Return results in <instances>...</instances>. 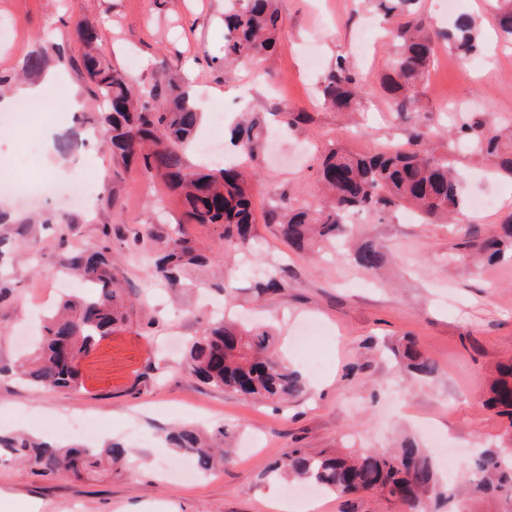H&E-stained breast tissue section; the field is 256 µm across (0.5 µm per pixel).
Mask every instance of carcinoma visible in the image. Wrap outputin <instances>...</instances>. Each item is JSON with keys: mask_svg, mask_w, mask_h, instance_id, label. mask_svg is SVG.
<instances>
[{"mask_svg": "<svg viewBox=\"0 0 512 512\" xmlns=\"http://www.w3.org/2000/svg\"><path fill=\"white\" fill-rule=\"evenodd\" d=\"M283 21L277 0H229L224 14V67L273 53ZM77 39L87 51L75 57L58 50L62 67L83 69L96 99L105 100L102 132L112 153L132 163L145 174L160 178L179 192L183 220L167 233L155 234L151 224L126 239L127 250L138 255L151 242H162L156 250L152 276L173 293H181L203 282L209 259L193 245L185 224L213 226L219 241L246 249L257 223L252 205V176L239 163L192 169L185 151L197 138L202 115L189 87L161 77L148 88L135 85L126 72L111 66L93 52L98 42L95 29L76 26ZM398 48L390 62L388 90L395 110L410 111L417 83L428 72L437 41L415 25L399 26L394 32ZM448 45L467 56L478 47L474 22L463 17L447 35ZM46 57L39 51L24 59V75L44 71ZM362 78L346 58L340 56L324 73L320 97L324 105L338 111H353L361 104ZM269 129L257 120L233 127L231 143L253 160L264 148ZM457 139L501 159L502 169L512 177V151L500 147V133L480 120L454 126ZM413 148L368 155H353L330 143L317 168L322 195L311 208L297 205L286 190L278 193V205L268 213L267 223L279 226L282 240L298 252L311 250L324 241L346 235V216L372 212L388 215L400 208L416 212L424 223H452L466 207L459 182L448 160L427 147V133L412 134ZM85 148L76 135L57 143V150L72 156ZM59 261L86 288L85 296H68L47 316L34 350L24 356L17 369L29 383L44 392L77 390L82 386L80 363L100 342L131 322L133 303L128 298L112 262V226L101 225L97 243L73 249L69 223L60 218ZM457 247L479 257L487 265L512 260V214L496 232L466 235ZM350 257L366 272L381 268L385 255L371 239L353 245ZM272 334L264 327H246L213 318L186 346L181 367L200 382L236 392L259 402L284 403L305 391L302 375L271 351ZM395 355L404 368L423 378L438 373L435 361L410 340L401 343ZM488 408L504 418L512 429V362L499 368L490 385ZM170 448L192 459L207 472L229 456L224 449V428L204 429L175 425L164 435ZM0 456H5L35 477L51 480L70 475L78 481H99L112 476L123 465L126 449L119 442L101 446L57 445L24 434L0 433ZM471 480L466 492L493 497L512 491V453L497 448L480 453L469 462ZM278 470L321 486L339 496L375 492L397 502L408 512H424L423 505L434 494L438 477L435 462L413 440L390 452L369 449L308 456L298 449L286 453Z\"/></svg>", "mask_w": 512, "mask_h": 512, "instance_id": "1", "label": "carcinoma"}]
</instances>
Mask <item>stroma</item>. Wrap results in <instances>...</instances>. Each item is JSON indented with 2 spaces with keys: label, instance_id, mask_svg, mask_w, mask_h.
<instances>
[{
  "label": "stroma",
  "instance_id": "1",
  "mask_svg": "<svg viewBox=\"0 0 512 512\" xmlns=\"http://www.w3.org/2000/svg\"><path fill=\"white\" fill-rule=\"evenodd\" d=\"M224 6V0H0V75L14 76L35 50L64 45L81 54L75 33L81 24L98 30L107 61L137 85L151 86L163 73L215 93L225 105V124L245 113L264 119L285 109L308 113L301 130L286 131L278 154L246 165L260 175L249 251L220 247L213 227H186L233 284L230 293L211 292V299H224L244 323L273 326L276 347L304 374L306 391L280 406L201 384L175 367L155 376L168 343L195 335L210 312L195 294L174 300L152 283L146 263L124 254L123 237L140 225L163 235L180 222L175 193L93 143L63 162L96 184H110L113 198L95 196L84 211L0 198V211L12 216L0 224V277L14 295L12 304L0 306V430L50 435L61 415L92 417L105 424V439L127 448L131 463L101 481L45 483L0 460V512H20L30 501L40 512H269L268 501L279 499L285 485L274 468L291 448L385 451L413 437L430 452L443 445L456 453L453 478L440 480L443 488L465 484L473 451L512 448L504 419L483 405L489 381L512 359V261L476 269L455 248L466 233L486 234L512 213V177L445 129L451 118L512 127V44L501 36L496 15L483 0H461L460 14L478 25L477 51L461 62L441 45L412 112L402 117L385 84L396 22L369 0H278L285 24L277 52L239 65L229 79L222 62ZM366 29L371 56L362 60L355 47ZM339 56L354 61L365 84L361 109L351 114L323 107L316 92L322 68ZM75 125L65 115L1 128L0 175L21 185L56 177L46 152H32V143ZM416 128L431 131L433 146L453 162L463 197L495 195L494 210L469 213L456 224L413 221L405 210L365 215L353 236L376 240L386 254L373 275L350 264L338 247L293 252L276 225L264 223L279 190L317 202L318 158L327 142L353 154L389 151L406 147ZM35 213L69 220L70 241L79 247L93 244L101 225H112L121 273L138 293L136 326L117 331L83 362L78 391L45 394L15 373L26 324L56 304V284L68 277L53 225L29 223ZM263 270L279 271V288L257 292ZM146 323L147 335L140 331ZM406 337L436 361L434 380L400 371L391 349ZM196 421L223 426L232 455L208 474L172 479L167 470L178 464L172 449L149 448L146 439ZM144 460L150 472L141 470ZM315 501L316 512H404L373 493L350 498L322 491Z\"/></svg>",
  "mask_w": 512,
  "mask_h": 512
}]
</instances>
